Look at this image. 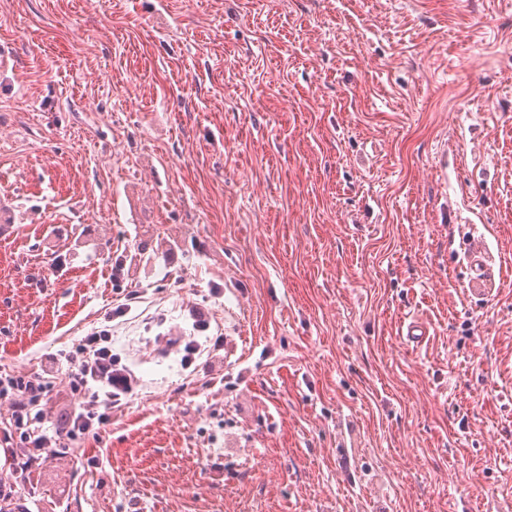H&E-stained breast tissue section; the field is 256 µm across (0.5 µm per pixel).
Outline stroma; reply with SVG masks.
<instances>
[{"label":"stroma","mask_w":512,"mask_h":512,"mask_svg":"<svg viewBox=\"0 0 512 512\" xmlns=\"http://www.w3.org/2000/svg\"><path fill=\"white\" fill-rule=\"evenodd\" d=\"M0 47V377L110 323L139 379L27 481L0 403L28 512H512V0H0ZM223 341V336H216L213 341V347H210L206 344H201L195 340L193 336L189 340H185L184 338H173L169 340V345L178 347L180 349V347L184 344V365L185 369H189L191 365L196 361V359L202 358L205 354L207 357H213V352L219 351L221 349Z\"/></svg>","instance_id":"1"}]
</instances>
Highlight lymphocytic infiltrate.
<instances>
[{
	"label": "lymphocytic infiltrate",
	"mask_w": 512,
	"mask_h": 512,
	"mask_svg": "<svg viewBox=\"0 0 512 512\" xmlns=\"http://www.w3.org/2000/svg\"><path fill=\"white\" fill-rule=\"evenodd\" d=\"M64 380L79 404L70 417L56 420L45 405L54 383L34 372L0 379V401L9 408L13 440L21 450L16 472L33 474L46 453L68 454L72 442L97 435L112 412L124 407L139 384L136 374L112 351V328L94 329L71 351Z\"/></svg>",
	"instance_id": "obj_1"
}]
</instances>
